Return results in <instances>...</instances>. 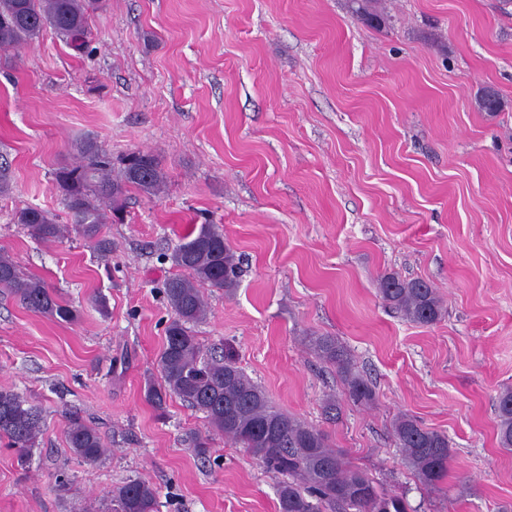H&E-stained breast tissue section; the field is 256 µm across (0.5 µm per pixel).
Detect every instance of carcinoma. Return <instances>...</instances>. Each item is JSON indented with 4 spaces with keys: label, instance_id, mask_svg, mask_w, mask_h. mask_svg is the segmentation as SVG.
<instances>
[{
    "label": "carcinoma",
    "instance_id": "1",
    "mask_svg": "<svg viewBox=\"0 0 512 512\" xmlns=\"http://www.w3.org/2000/svg\"><path fill=\"white\" fill-rule=\"evenodd\" d=\"M102 0H0V50L27 44L47 27L73 49L85 46L91 16ZM79 161L53 172V181L65 193L76 230L99 253L112 252V241L102 236L107 215L123 212L129 189L156 195L165 185L158 158L138 152L139 166H127L92 138L77 145ZM17 223L39 240L60 237L63 228L38 207H26ZM170 260L180 273L167 279L164 295L173 312L165 328L159 364L162 380L147 389V400L157 410L177 397L205 414L211 431L247 449L267 472L286 477L277 489L279 512H408L405 501L378 487L364 470L351 465L347 454L330 445L328 435L271 405L263 389L239 366L233 356H207L190 328L208 311L203 288L230 294L237 286L238 258L215 224H202L185 235ZM0 288H9L27 309L64 322L77 318V310L62 301L37 276L23 275L8 252L0 249ZM381 299L421 325L436 323L443 314L437 289L423 280H406L395 273L379 281ZM310 345L343 376L349 399L357 404L375 400L372 386L355 373L344 348L329 336L310 339ZM498 437L501 448L512 451V389L497 398ZM39 409L18 393L0 389V440L25 461L42 434ZM404 464L428 490L440 488L448 476L451 450L448 437L401 416L393 424ZM66 439L75 456L88 464L108 453L97 431L77 413L67 418ZM159 492L141 480H129L112 492V512H157Z\"/></svg>",
    "mask_w": 512,
    "mask_h": 512
}]
</instances>
